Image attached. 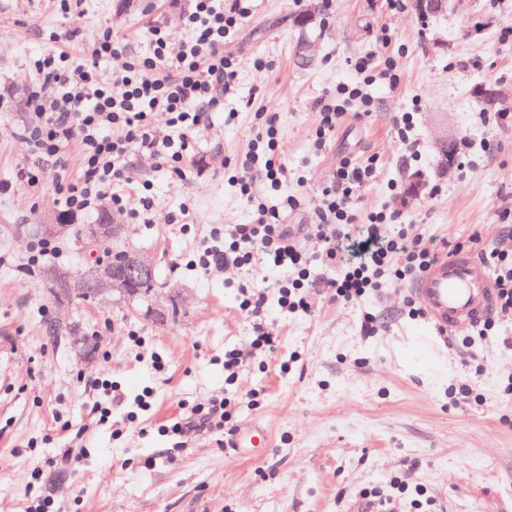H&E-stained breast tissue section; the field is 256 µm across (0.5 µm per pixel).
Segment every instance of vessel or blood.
Here are the masks:
<instances>
[{"mask_svg":"<svg viewBox=\"0 0 512 512\" xmlns=\"http://www.w3.org/2000/svg\"><path fill=\"white\" fill-rule=\"evenodd\" d=\"M411 296L440 337L481 324L494 308L495 287L472 254L444 257L412 280Z\"/></svg>","mask_w":512,"mask_h":512,"instance_id":"1","label":"vessel or blood"}]
</instances>
